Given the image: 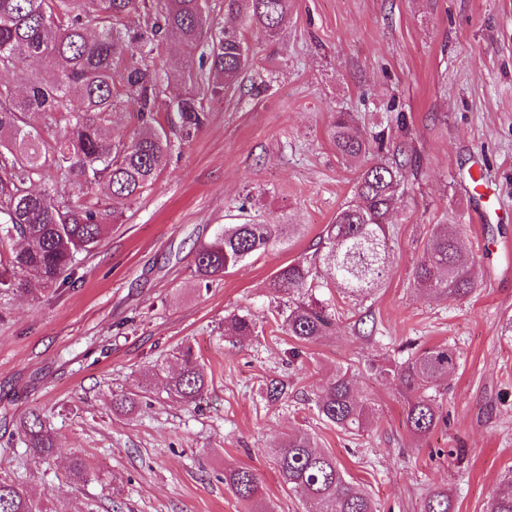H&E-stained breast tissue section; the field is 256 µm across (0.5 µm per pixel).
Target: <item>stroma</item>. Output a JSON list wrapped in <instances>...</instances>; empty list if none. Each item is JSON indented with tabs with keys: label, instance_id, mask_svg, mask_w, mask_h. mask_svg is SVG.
<instances>
[{
	"label": "stroma",
	"instance_id": "obj_1",
	"mask_svg": "<svg viewBox=\"0 0 512 512\" xmlns=\"http://www.w3.org/2000/svg\"><path fill=\"white\" fill-rule=\"evenodd\" d=\"M251 64L233 92L205 98L206 124L183 137L169 99L201 92L172 82L158 120L176 150L155 182L123 210L74 283L0 295V479L42 512H248L224 483L245 466L270 512H304L271 453L302 431L336 457L380 512H421L447 487L453 512H483L512 471V0H295L268 41L246 33ZM384 131L411 160L390 216L392 270L357 305L332 298L336 318L319 342L283 334L273 317V273L311 256L360 173L329 138L336 113ZM482 177L486 196L474 190ZM298 224L299 236L198 286L197 248L244 216ZM465 227L478 285L461 301L416 289L411 271L435 225ZM250 312L262 334L229 340L224 317ZM456 349L438 388L445 424L417 438L397 381L373 364L406 344ZM191 346L208 381L198 402L168 398L155 368L175 373ZM350 369L376 409L373 428L345 434L317 414L336 369ZM288 382L283 399L262 390ZM137 398L133 412L112 400ZM31 411L56 438L33 458L18 431ZM90 476L74 479L73 457Z\"/></svg>",
	"mask_w": 512,
	"mask_h": 512
}]
</instances>
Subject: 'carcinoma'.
<instances>
[{"label":"carcinoma","instance_id":"obj_1","mask_svg":"<svg viewBox=\"0 0 512 512\" xmlns=\"http://www.w3.org/2000/svg\"><path fill=\"white\" fill-rule=\"evenodd\" d=\"M293 7L294 0H224L223 17L214 18L205 0H0V244L22 242L7 262L0 261V288L19 289L23 274L48 287L66 284L77 254L95 248L106 232L100 196L111 201L117 215L168 160L173 145L153 117L165 94L163 83L191 80L197 66L222 76L206 93L226 94L250 60L244 28L271 40ZM163 53L184 60L182 73H159L154 59ZM30 60L41 68L29 69ZM131 99L138 103L141 128L129 141L114 142L112 123ZM171 107L187 135L206 120L198 94L175 98ZM31 115L54 134L43 136L28 121ZM329 136L339 156L363 161L352 196L325 225L315 253L280 267L270 280L282 331L308 344L325 335L334 317L331 300L318 297L316 285L360 303L385 285L393 265L389 217L406 179L403 164L374 154L382 146L372 148L350 114L338 113ZM48 167L58 173L61 186L32 191ZM298 231L297 224L253 219L226 224L196 251V280L207 285ZM412 278L438 300L472 295L475 261L462 249L460 225H438ZM224 335L256 336L257 323L249 313H231L224 317ZM178 359L179 371L166 378V394L193 403L207 387L206 376L190 349L179 351ZM457 359L455 351L440 345L402 363L372 367L402 385L411 434L425 437L440 423V405L431 391L456 368ZM315 405L324 421L351 434L367 431L375 413L358 395L353 373L342 368ZM19 428L30 453L41 459L54 455V436L40 415L23 416ZM273 455L282 482L302 499L305 512H378L375 500L350 484L336 458L318 450L310 435L287 434ZM224 483L250 503L252 512H269L254 470L229 468ZM0 512L40 510L28 494L0 480ZM421 512H452L448 488L431 490ZM484 512H512V477L493 488Z\"/></svg>","mask_w":512,"mask_h":512}]
</instances>
